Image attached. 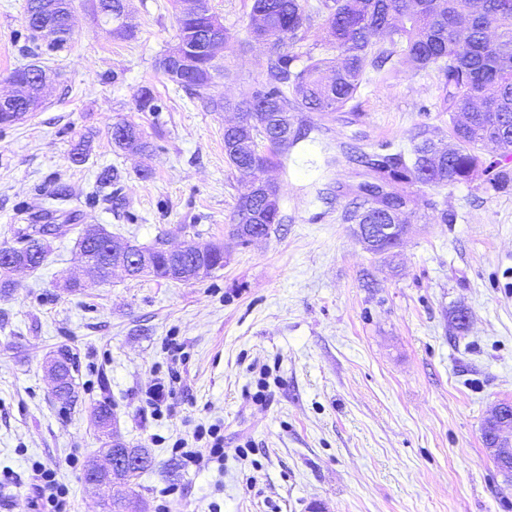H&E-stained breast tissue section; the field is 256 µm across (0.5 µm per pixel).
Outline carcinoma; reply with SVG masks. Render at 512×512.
<instances>
[{"label":"carcinoma","instance_id":"cac0c4a2","mask_svg":"<svg viewBox=\"0 0 512 512\" xmlns=\"http://www.w3.org/2000/svg\"><path fill=\"white\" fill-rule=\"evenodd\" d=\"M178 47L193 61L188 69L168 70L165 58L158 61L166 78L187 94L201 99L213 112L241 114L242 128L235 134L224 132V155L228 163L254 180L274 158L288 153L302 138L299 125L287 138H278L281 112H319L327 115L343 107L372 72L380 74L387 63H410L416 70L436 68L444 78L443 89L452 124L448 148H440L426 133L418 134L414 159L407 162L397 153H361L356 162L363 177L352 190L354 209L349 220L357 224H402L408 195L404 185L444 189L471 181L482 166L480 147L493 144L504 161L488 169L490 183L512 186V0H319L317 12L327 15L325 38L339 52V60L309 59L298 71L291 70L297 59L294 47L310 23L306 0H253L250 33L266 44V85L250 96L232 102L209 93L214 78L224 75V65L199 51V40L214 28H223L217 16L202 0L200 11L184 8L175 0ZM112 35L123 41L136 38L134 26L120 0H112ZM390 37L391 48L377 46L375 38ZM137 106L155 112L156 97L148 87L140 89ZM128 132L112 138L123 152L143 153L150 144L138 126L125 121ZM269 200L244 187L239 197L235 224L259 221L270 234L283 221L277 186ZM44 225L33 224L17 241L28 245L25 253L30 268H39L48 247L42 240ZM91 259L102 278H109L104 244L89 247ZM153 270L157 278L191 282L167 266L161 249L153 245ZM68 390L74 388L76 366L65 348L58 350Z\"/></svg>","mask_w":512,"mask_h":512}]
</instances>
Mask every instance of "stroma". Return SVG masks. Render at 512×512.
I'll return each mask as SVG.
<instances>
[{"label":"stroma","instance_id":"stroma-1","mask_svg":"<svg viewBox=\"0 0 512 512\" xmlns=\"http://www.w3.org/2000/svg\"><path fill=\"white\" fill-rule=\"evenodd\" d=\"M26 0H0V93L32 63L52 85L39 112L0 126V243L54 210L150 246L220 243L224 267L182 283L113 276L65 287L82 263L76 232L51 239L44 265L0 296V512H34L33 462L67 485L72 512H104L108 496L148 512H512V475L482 439L512 401V190L486 176L442 190L410 186L408 232L389 254L367 251L336 196L358 167L350 152L411 150L421 129L447 140L443 80L400 67L363 85L268 169L283 223L248 245L231 234L242 177L224 156L232 112H212L158 69L176 42L171 0H126L135 40L113 38L89 0H74L72 36L37 52ZM253 0H208L231 39L215 96L265 86L266 51L248 27ZM150 87L159 111L141 112ZM138 124L146 155L114 149L113 124ZM89 158L71 150L81 137ZM149 179H140L141 168ZM115 179L100 184L104 170ZM454 212L437 223L441 210ZM462 308L465 329L450 324ZM183 343L171 363L170 339ZM76 363L75 396L57 399L46 361ZM180 378L162 412L146 392ZM112 406L117 433L153 467L110 494L84 471L105 439L91 418ZM220 425L224 462L192 464L171 444Z\"/></svg>","mask_w":512,"mask_h":512}]
</instances>
